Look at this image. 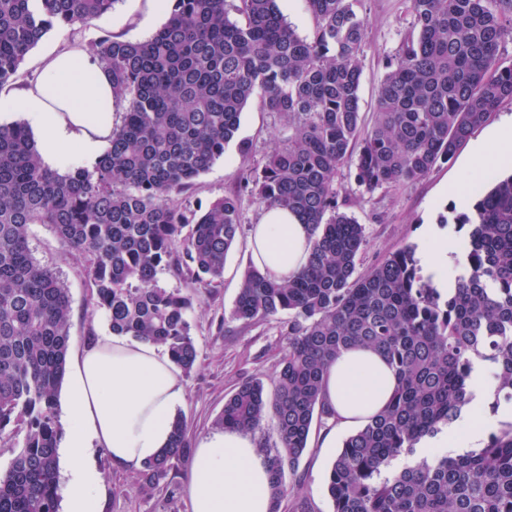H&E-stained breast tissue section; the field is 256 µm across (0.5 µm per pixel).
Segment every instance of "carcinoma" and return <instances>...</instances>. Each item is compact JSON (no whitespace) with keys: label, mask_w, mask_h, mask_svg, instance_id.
Instances as JSON below:
<instances>
[{"label":"carcinoma","mask_w":512,"mask_h":512,"mask_svg":"<svg viewBox=\"0 0 512 512\" xmlns=\"http://www.w3.org/2000/svg\"><path fill=\"white\" fill-rule=\"evenodd\" d=\"M118 0H0V88L48 32L109 13ZM170 15L138 42L95 45L123 106L109 147L91 168L46 166L22 120L0 124V442L23 435L0 468V512H59L63 429L59 395L69 348V289L29 244L45 224L84 261L112 334L165 348L183 373L198 352L192 298L159 285L184 274L216 288L241 231L239 191L284 207L310 226L307 264L280 282L249 267L230 318L251 325L288 314V350L268 391L260 379L225 400L219 425L257 436L272 475L273 512L289 499L307 512L297 475L314 421L335 419L324 380L343 351L367 347L396 376L386 407L348 435L326 475L333 512H512V422L455 458L413 456L420 440L471 402L475 359L488 363L496 404H512V174L478 193L454 287L420 274L410 248L365 274L364 226L338 207L336 174L358 154L368 191L407 185L451 160L500 104L512 65L498 56L512 34V0H411L406 38L362 130L359 88L365 21L359 0H306L315 25L302 37L276 0H170ZM236 10L243 25L229 18ZM293 134L239 190L194 206L196 180L235 138L254 97ZM275 420L270 444L266 418ZM190 429L174 421L169 445L139 472L147 495L189 458Z\"/></svg>","instance_id":"obj_1"}]
</instances>
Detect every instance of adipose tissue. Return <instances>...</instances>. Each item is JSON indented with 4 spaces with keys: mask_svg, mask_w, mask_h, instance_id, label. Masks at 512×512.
Returning <instances> with one entry per match:
<instances>
[{
    "mask_svg": "<svg viewBox=\"0 0 512 512\" xmlns=\"http://www.w3.org/2000/svg\"><path fill=\"white\" fill-rule=\"evenodd\" d=\"M20 102L40 137L44 162L54 168L66 169L75 153L97 161L112 134V81L89 49L70 46L43 55ZM471 161L485 167L512 164V118L492 130L488 145L475 147ZM249 249L258 269L288 279L307 262L308 228L288 209H267L251 229ZM180 374L160 346L124 336L99 337L77 357L67 403V467L61 475L65 512H99L102 477L87 462V448H102L114 464L130 469L161 454L185 398ZM395 384L382 357L356 348L330 365L325 396L341 425L359 426L385 406ZM492 424L487 416L465 417L422 441L418 453L480 447ZM186 492L192 512H271L270 473L253 435L227 429L201 438Z\"/></svg>",
    "mask_w": 512,
    "mask_h": 512,
    "instance_id": "obj_1",
    "label": "adipose tissue"
}]
</instances>
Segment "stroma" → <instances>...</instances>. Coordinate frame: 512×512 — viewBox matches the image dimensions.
Masks as SVG:
<instances>
[{"instance_id":"1","label":"stroma","mask_w":512,"mask_h":512,"mask_svg":"<svg viewBox=\"0 0 512 512\" xmlns=\"http://www.w3.org/2000/svg\"><path fill=\"white\" fill-rule=\"evenodd\" d=\"M366 21V48L362 59L360 111L365 125H372L378 90L388 68L412 30L410 0H361L358 7ZM167 20L166 14L150 10V0H118L114 9L95 19L51 30L25 57L14 89H22L37 75L38 61L49 49L72 44L94 47L106 34L129 41H141L153 35ZM489 126L476 128L465 146L448 162L437 163L426 175L406 186H383L366 191L355 179L353 165L341 167L337 179L338 201L365 228L367 244L357 260L358 272L380 264L392 252L413 248L422 253L431 238H452L463 242L468 228L454 224V217L469 213L471 204L445 196L448 184L461 183L469 193L488 180L483 169L468 167L475 145L486 142ZM292 131L276 113L267 111L260 99H253L241 117L236 140L223 158L202 174L193 190V204L208 206L215 198L234 191L242 160L239 142H248L252 153L250 165H262L276 143L285 141ZM263 208L249 194L241 196V223L244 227L228 252L224 279L220 287L202 288L188 277L169 272L158 275L161 286L176 288L192 296L188 314L198 350L195 369L182 382L185 400L178 413L191 427L193 438L217 431V420L224 402L235 388L248 379L271 381L287 350V338L280 320L261 321L248 326L232 321L230 312L240 287L243 272L250 264L247 231L258 223ZM29 237L35 256L42 263L60 271L70 293L69 356H76L95 336L109 334L107 315L94 306L91 288L78 255L66 251L54 233L41 224L31 225ZM352 429L336 423L313 427L309 449L299 471L304 476V495L309 512H332L326 493V474L338 447ZM91 464L103 480L99 492V512H191L186 493L189 466L175 465L167 481L152 496L137 494L133 483L136 472L113 465L99 448L89 451Z\"/></svg>"}]
</instances>
